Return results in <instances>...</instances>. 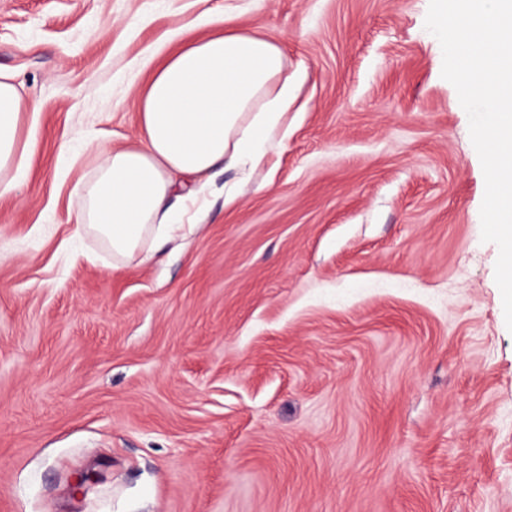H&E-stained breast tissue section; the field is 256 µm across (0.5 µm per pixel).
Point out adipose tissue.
I'll list each match as a JSON object with an SVG mask.
<instances>
[{
	"label": "adipose tissue",
	"instance_id": "ef3b65f1",
	"mask_svg": "<svg viewBox=\"0 0 512 512\" xmlns=\"http://www.w3.org/2000/svg\"><path fill=\"white\" fill-rule=\"evenodd\" d=\"M207 35L156 51L138 104L139 143L98 147L90 177L75 188L76 233L89 232L125 265L146 240L192 229L207 199L209 173L236 169L242 179L288 137V113L305 72L285 74L280 46L239 30L230 18L203 16ZM36 103L0 72V195L28 177L34 135H22Z\"/></svg>",
	"mask_w": 512,
	"mask_h": 512
}]
</instances>
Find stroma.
I'll return each mask as SVG.
<instances>
[{
	"label": "stroma",
	"mask_w": 512,
	"mask_h": 512,
	"mask_svg": "<svg viewBox=\"0 0 512 512\" xmlns=\"http://www.w3.org/2000/svg\"><path fill=\"white\" fill-rule=\"evenodd\" d=\"M428 4L0 0V71L39 103L0 196V512H512L499 250ZM206 13L279 39L306 108L111 272L70 239L85 146L138 144L145 61Z\"/></svg>",
	"instance_id": "35a3bbf8"
}]
</instances>
